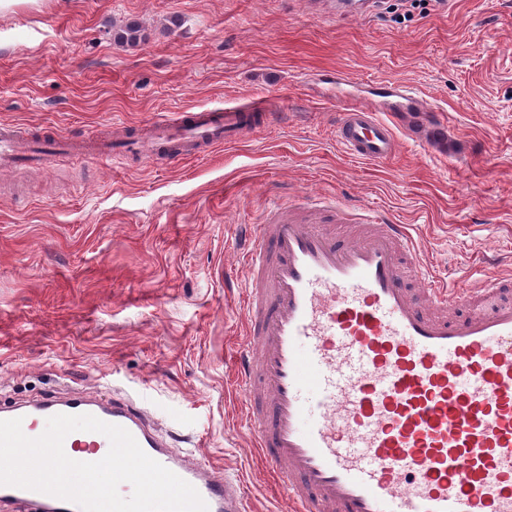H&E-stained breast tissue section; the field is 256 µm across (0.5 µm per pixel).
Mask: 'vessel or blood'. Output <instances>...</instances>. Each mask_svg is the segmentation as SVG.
Listing matches in <instances>:
<instances>
[{
    "instance_id": "b4317fda",
    "label": "vessel or blood",
    "mask_w": 512,
    "mask_h": 512,
    "mask_svg": "<svg viewBox=\"0 0 512 512\" xmlns=\"http://www.w3.org/2000/svg\"><path fill=\"white\" fill-rule=\"evenodd\" d=\"M340 102L336 142L353 158L380 163L395 153L402 114L427 115L412 131L419 144L457 158L458 144L435 107L408 85L384 82L381 95L333 76ZM262 101L250 107L199 108L146 121L117 149L55 135L32 142L0 123V168L52 157L100 162L128 157L187 160L276 123ZM319 210L271 204L245 255L240 357L254 446L276 471L295 512H512V275L465 291L405 286L425 279L407 225L379 213L341 240L321 231ZM471 307L455 317L454 309ZM88 414L129 431L143 451L192 485L208 512H248L226 472L193 452L168 447L129 398L51 397L0 406L28 437L59 415ZM110 443L97 432L64 441L76 461L102 459ZM77 505L0 485V504Z\"/></svg>"
}]
</instances>
